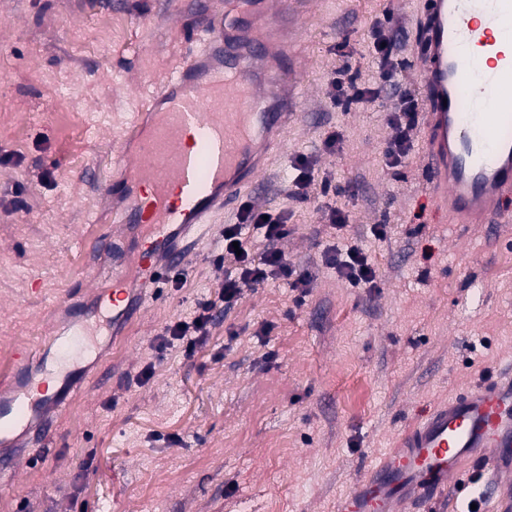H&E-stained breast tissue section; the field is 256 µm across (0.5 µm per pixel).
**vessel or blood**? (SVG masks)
Returning a JSON list of instances; mask_svg holds the SVG:
<instances>
[{
  "instance_id": "obj_1",
  "label": "vessel or blood",
  "mask_w": 512,
  "mask_h": 512,
  "mask_svg": "<svg viewBox=\"0 0 512 512\" xmlns=\"http://www.w3.org/2000/svg\"><path fill=\"white\" fill-rule=\"evenodd\" d=\"M464 0H424L418 56L424 105L423 155L428 186L452 224H508L512 209V0H495L497 27L483 26ZM201 50L154 91L150 122L122 154L123 225L146 228L139 281L156 290L165 272L182 268L186 251L213 218L251 193L280 149L288 99L264 89L288 70V7L265 5L244 18L197 16ZM487 55L481 75L461 31ZM113 279L112 321L130 318L123 271ZM83 329L57 336L61 358L73 356ZM28 383L0 396V442L33 432L39 405ZM512 478V371L490 373L455 398L424 411L354 488L336 512H412L456 482L461 493L488 475Z\"/></svg>"
}]
</instances>
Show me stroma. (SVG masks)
I'll return each instance as SVG.
<instances>
[{
	"mask_svg": "<svg viewBox=\"0 0 512 512\" xmlns=\"http://www.w3.org/2000/svg\"><path fill=\"white\" fill-rule=\"evenodd\" d=\"M209 0H0V346L26 337L32 355L10 370L33 382L60 372L55 329L88 322L93 347L64 389L65 407L39 442L0 444L16 458L0 470V512H334L367 470L425 409L495 368L512 369V223H446L425 185L420 147L386 167L394 135L388 106L331 108L326 80L350 65L374 81L371 32H402L409 81L419 74L423 0H290L294 98L279 155L258 199L291 213L280 246L308 264L305 296L285 281L245 289L216 312L205 345L159 352L166 324L188 320L235 264L218 216L190 247L183 288L144 299L135 252L139 229L101 248L118 220L107 201L118 153L152 91L179 66L183 33ZM125 38L93 32L101 15ZM73 113L71 128L56 115ZM343 136L340 154L324 134ZM307 156L349 214V241L369 254L380 288H355L322 265L335 239L321 195H289L292 165ZM376 224L388 227L374 237ZM121 265L130 327L90 314Z\"/></svg>",
	"mask_w": 512,
	"mask_h": 512,
	"instance_id": "stroma-1",
	"label": "stroma"
}]
</instances>
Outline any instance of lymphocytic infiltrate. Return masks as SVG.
<instances>
[{"label": "lymphocytic infiltrate", "mask_w": 512, "mask_h": 512, "mask_svg": "<svg viewBox=\"0 0 512 512\" xmlns=\"http://www.w3.org/2000/svg\"><path fill=\"white\" fill-rule=\"evenodd\" d=\"M399 50L398 29L377 25L372 32L377 81L358 82L356 75L346 66L333 70L327 79L330 105L343 110L354 105L371 106L381 101L384 95L396 94L397 102L389 115L394 136L384 153L385 162L391 167L402 165L413 148L412 136L419 110L417 94L398 87ZM288 220V214L271 213L255 200L245 201L237 223L224 227V252L234 257L236 276L225 278L214 298L198 302L191 321L180 320L165 326L157 338L158 349H166L177 340L184 342L186 353H194L210 334L217 304L232 307L240 299L243 287H254L269 278L278 277L286 280L292 290L305 291L312 279L311 269L291 264L279 246L288 234ZM321 262L335 268L338 277L352 286L373 289L380 286L368 254L362 247L354 245L343 250L330 246L322 253Z\"/></svg>", "instance_id": "f902f5d3"}]
</instances>
